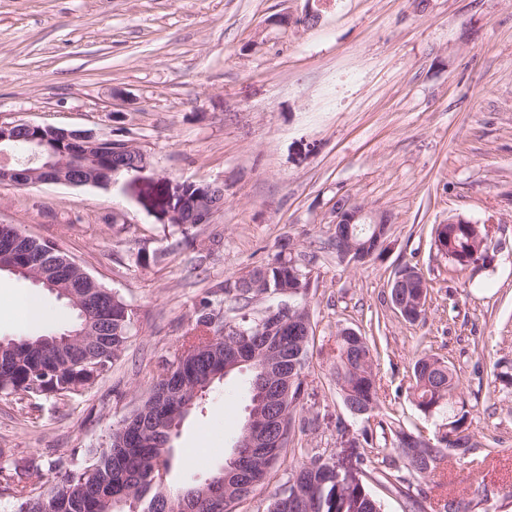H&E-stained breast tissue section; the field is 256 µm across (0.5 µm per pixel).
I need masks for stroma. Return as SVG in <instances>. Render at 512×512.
<instances>
[{
	"label": "stroma",
	"instance_id": "1",
	"mask_svg": "<svg viewBox=\"0 0 512 512\" xmlns=\"http://www.w3.org/2000/svg\"><path fill=\"white\" fill-rule=\"evenodd\" d=\"M0 123L125 139L148 158L106 188L0 183V224L55 244L135 313L111 373L78 401H43L32 425L0 399V453L30 466V483L50 489L58 460L103 442L172 362L200 300L286 244L311 260L304 394L279 463L237 512H267L317 456L358 472L384 512H443L451 498L512 512V385L496 378L512 367V0H0ZM189 182L223 185L224 206L184 232L165 208ZM341 199L390 215L381 255L337 259ZM451 217L490 226L486 263L460 271L437 251L432 228ZM406 264L430 285L414 324L389 301ZM44 310L61 331L75 319L0 273V340ZM346 327L376 337L383 411L412 431L442 422L414 402V361L433 354L457 373L475 446L444 460L446 487L407 468L401 490L371 480L328 354ZM247 378L214 383L183 421L170 486L229 456Z\"/></svg>",
	"mask_w": 512,
	"mask_h": 512
}]
</instances>
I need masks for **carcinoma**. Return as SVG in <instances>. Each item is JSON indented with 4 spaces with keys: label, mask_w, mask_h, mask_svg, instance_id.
I'll use <instances>...</instances> for the list:
<instances>
[{
    "label": "carcinoma",
    "mask_w": 512,
    "mask_h": 512,
    "mask_svg": "<svg viewBox=\"0 0 512 512\" xmlns=\"http://www.w3.org/2000/svg\"><path fill=\"white\" fill-rule=\"evenodd\" d=\"M93 163L102 170L105 179L103 186L114 183L124 170L112 166V149L103 148L94 153ZM490 229L481 224H452L448 226V243L442 254L458 269L462 270L476 262L486 252ZM28 249L32 254L43 258L46 264L59 262L64 256L54 244L34 239ZM310 270L307 264L293 263V258L276 253L267 263L254 267L248 272L250 287H240L242 278L224 286V324H234L239 330L254 335L258 319L250 318L247 312L253 300L262 296L276 295V291L289 287L288 306L297 309L296 300L309 292L311 280L307 279ZM81 295L87 291L110 306L112 335L104 347L96 346L92 352L97 356L98 368L84 370L71 367L65 361L53 366L55 377L53 393L43 392L32 386L46 368V351L35 347L40 342L44 346L63 344L71 334L80 330L83 319L80 311L74 325L63 331L46 330L41 334H31L15 340L14 348L3 354L0 365L7 380L0 382V395H18L19 408L29 414L40 411L38 400L55 398L65 403L88 392L95 383L108 375L114 361L121 355L128 342V331L133 322L134 311L119 295L93 281V288L87 290L67 283L50 289L56 297L67 305L72 299L65 293L68 288ZM217 309L208 300L201 303V309L192 332L184 337L181 347L194 349L184 363H174L172 378L158 380L154 386L155 399H148L142 405V412L129 417L120 444L113 442V435L97 448H89L79 457H71L59 462L64 468L59 483L47 492L38 490L27 481L26 469L0 467V485L12 494L18 503L17 512H182V497L195 493L199 504L196 512H215L207 495V489L219 479L221 472L216 470L205 479H194L177 489L169 488L160 479V471H168L171 465L173 448L164 447L169 433L168 421L173 416L183 420L189 412H181V404L165 396L172 379L179 376L182 383L190 385L224 364V350L206 345L210 332L217 331L211 319ZM289 348L291 359L298 363L295 379L290 383L288 398L284 402L283 413L293 415L300 405L303 395L304 369L308 345L299 350L292 349L295 337H280ZM333 376L342 401L350 400L369 407L372 414L362 419L374 417L383 441L376 442V433L364 430L362 440L373 453L372 472L377 480L399 489L403 482L397 460H402L417 473L428 476L447 457L448 451H468L474 446L469 433L470 411L460 396V380L447 362L434 355H424L413 365V390L415 402L424 413L447 410V422L433 441L415 451L407 441L404 427L393 421L379 417L380 386L374 373V353L376 341L372 336H344L336 333L334 339ZM283 498L296 497L309 504L310 512H382L380 501L368 490L365 482H346V477L336 478L328 462L318 456L295 469L288 480V487L281 492Z\"/></svg>",
    "instance_id": "carcinoma-1"
}]
</instances>
